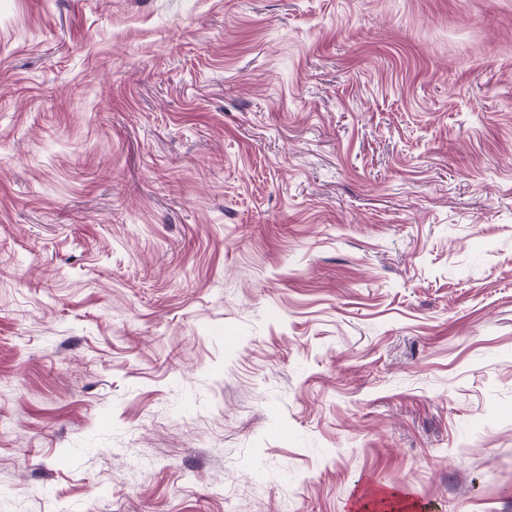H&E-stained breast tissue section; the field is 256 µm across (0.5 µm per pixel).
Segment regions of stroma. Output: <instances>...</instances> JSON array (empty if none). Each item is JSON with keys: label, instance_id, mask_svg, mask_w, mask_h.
I'll list each match as a JSON object with an SVG mask.
<instances>
[{"label": "stroma", "instance_id": "1", "mask_svg": "<svg viewBox=\"0 0 512 512\" xmlns=\"http://www.w3.org/2000/svg\"><path fill=\"white\" fill-rule=\"evenodd\" d=\"M512 512V0H0V512Z\"/></svg>", "mask_w": 512, "mask_h": 512}]
</instances>
